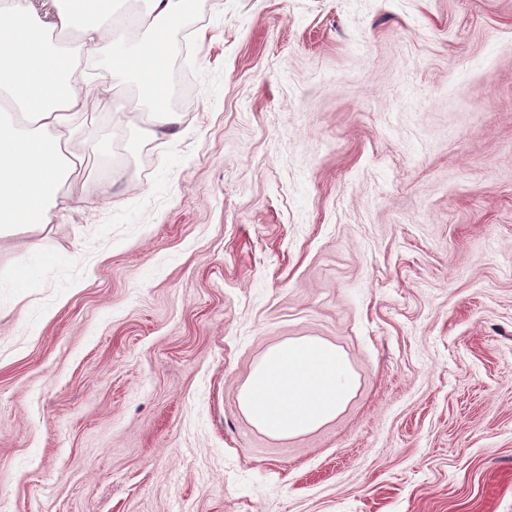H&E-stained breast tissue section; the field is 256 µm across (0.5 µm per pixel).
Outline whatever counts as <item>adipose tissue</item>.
Here are the masks:
<instances>
[{
	"mask_svg": "<svg viewBox=\"0 0 512 512\" xmlns=\"http://www.w3.org/2000/svg\"><path fill=\"white\" fill-rule=\"evenodd\" d=\"M123 0H55L53 22L10 0L0 6V237L52 224L60 189L77 171L71 143L86 114L114 84L133 80L149 104L145 134H178L181 118L158 101L167 38L181 20L183 0H145L127 15ZM144 30L130 41L129 29ZM75 31L74 46L57 35ZM112 57L110 76L89 92L77 87L81 62ZM356 389L345 355L315 337L287 339L268 349L239 391L242 413L262 432L289 438L313 431L341 413Z\"/></svg>",
	"mask_w": 512,
	"mask_h": 512,
	"instance_id": "ef3b65f1",
	"label": "adipose tissue"
}]
</instances>
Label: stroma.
Listing matches in <instances>:
<instances>
[{
    "label": "stroma",
    "mask_w": 512,
    "mask_h": 512,
    "mask_svg": "<svg viewBox=\"0 0 512 512\" xmlns=\"http://www.w3.org/2000/svg\"><path fill=\"white\" fill-rule=\"evenodd\" d=\"M177 138L116 84L0 239V512H512V0H192ZM357 379L277 439L238 395ZM345 355L315 337L268 349L239 391L242 413L273 438L313 431L341 413L356 389Z\"/></svg>",
    "instance_id": "35a3bbf8"
}]
</instances>
